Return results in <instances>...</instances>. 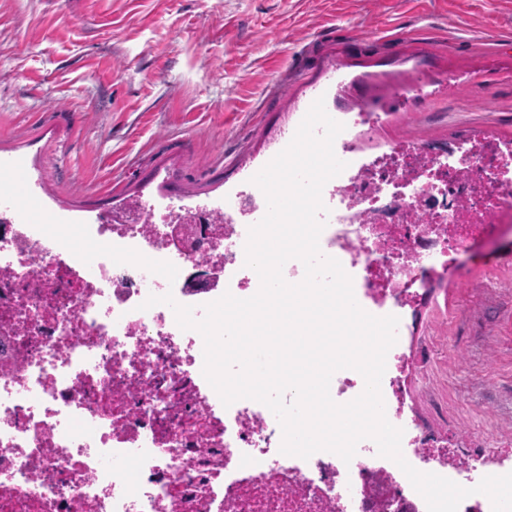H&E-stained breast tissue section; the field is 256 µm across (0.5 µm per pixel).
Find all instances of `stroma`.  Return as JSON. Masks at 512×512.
Returning a JSON list of instances; mask_svg holds the SVG:
<instances>
[{
    "instance_id": "obj_1",
    "label": "stroma",
    "mask_w": 512,
    "mask_h": 512,
    "mask_svg": "<svg viewBox=\"0 0 512 512\" xmlns=\"http://www.w3.org/2000/svg\"><path fill=\"white\" fill-rule=\"evenodd\" d=\"M385 113L384 144L512 140V0H0V168L90 224L130 201L218 203L313 102ZM408 388L429 430L512 441V234L453 260Z\"/></svg>"
}]
</instances>
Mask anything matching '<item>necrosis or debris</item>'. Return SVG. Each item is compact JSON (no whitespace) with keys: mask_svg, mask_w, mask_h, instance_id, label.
<instances>
[{"mask_svg":"<svg viewBox=\"0 0 512 512\" xmlns=\"http://www.w3.org/2000/svg\"><path fill=\"white\" fill-rule=\"evenodd\" d=\"M384 113L340 116L346 169L322 191L319 245L351 276L357 303L397 316L381 381L386 417L417 470L470 488L512 460L459 456L408 402L411 321L450 254L512 223V141L492 131L377 148ZM0 207V512H427L402 470L362 440L351 462L281 453L262 403L223 405L203 375V339L152 295L205 304L255 295L252 188L208 208H136L100 224H46L11 189ZM82 237L90 249L72 246Z\"/></svg>","mask_w":512,"mask_h":512,"instance_id":"1","label":"necrosis or debris"}]
</instances>
